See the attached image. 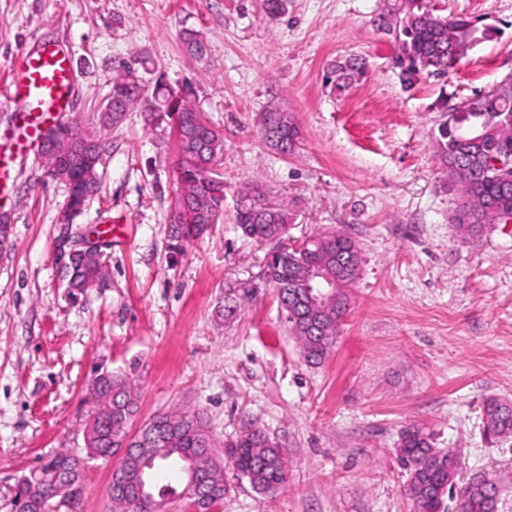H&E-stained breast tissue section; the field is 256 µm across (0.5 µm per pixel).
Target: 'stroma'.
Here are the masks:
<instances>
[{
  "label": "stroma",
  "mask_w": 512,
  "mask_h": 512,
  "mask_svg": "<svg viewBox=\"0 0 512 512\" xmlns=\"http://www.w3.org/2000/svg\"><path fill=\"white\" fill-rule=\"evenodd\" d=\"M443 16H480L501 28L443 78L405 89L392 37L376 19L383 0H0V87L19 53L51 40L76 69L70 117L101 145V187L73 228L105 245L103 279L69 302L53 260L68 190L37 146L10 154L19 108L0 94V150L11 177L0 215L12 250L0 259V512L18 477L57 449L84 446L96 410L98 367L132 381L137 423L167 411L203 413L217 441L257 426L286 448L287 482L262 496L225 467L213 512H413L395 448L415 425L459 454L464 476L489 474L512 512V439L482 432L483 402H512V224L463 240L448 218L456 195L433 158L445 107L512 78V0H431ZM199 32L207 52L182 43ZM358 55L366 75L344 93L331 64ZM143 85L189 89L224 133L216 170L224 221L174 250L165 234L177 198L170 121L140 109L106 127L100 107L122 66ZM301 131L284 155L262 138L267 106ZM258 180L295 221L293 241L336 230L361 252L336 346L305 361L267 277L271 241L243 236L236 194ZM256 289L245 314L224 300ZM112 461L83 476L80 512H112Z\"/></svg>",
  "instance_id": "obj_1"
}]
</instances>
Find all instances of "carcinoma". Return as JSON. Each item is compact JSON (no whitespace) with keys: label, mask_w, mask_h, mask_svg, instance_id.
<instances>
[{"label":"carcinoma","mask_w":512,"mask_h":512,"mask_svg":"<svg viewBox=\"0 0 512 512\" xmlns=\"http://www.w3.org/2000/svg\"><path fill=\"white\" fill-rule=\"evenodd\" d=\"M382 24L397 42L393 65L402 84L414 86L422 74L446 75L456 62L482 42L497 38V27L472 16L448 17L435 13L428 0H386ZM187 50L198 57L206 53V43L197 32L184 33ZM367 72L360 57L338 62L333 69V87L341 92L359 81ZM126 68L112 79L113 100L131 92ZM167 87L158 90L159 99L144 101L147 121L161 122L163 117L177 122L178 183L181 204L179 223L168 227L170 237L188 243L202 236L208 226L224 219V178L214 171L224 153V135L207 129L199 122L198 111L187 99L180 111L171 116L163 104ZM448 120L439 124L433 139L437 165L448 176L457 195L451 223L461 235L474 241L501 213L512 215V179L504 180L484 168L493 153H512V80L483 95L446 109ZM282 110L271 105L262 120L278 127L282 152L292 153L300 143V131L290 117L280 119ZM88 144L89 162L79 165L90 181L99 182L101 145L89 133H80ZM269 191L254 181L242 188L236 200L235 221L243 234L253 240L286 234L293 214L282 206L270 208ZM106 256L97 251L80 255L67 272L73 298L83 295L102 279ZM361 254L358 244L345 232L337 230L317 237V241L279 255L275 262V293L289 330L301 354L313 365L323 362L333 351L340 332L341 319L349 305L348 288L359 275ZM323 275L339 276L333 294L314 306L306 294L308 280ZM99 395L97 417L92 424L93 439L88 452H106L112 439L132 433L138 412V393L126 379L104 371L93 381ZM153 421L160 423L163 443L149 457L131 456L120 461L139 474L142 494L131 499H115L121 512H158L156 501L169 504L187 500L198 504L199 512L224 499L228 491L223 457L233 461L235 471L260 494L276 491L288 477V457L281 443L261 428L250 427L225 441V456L215 450L211 430L204 418L191 410L167 412ZM482 428L487 439L512 438V403L497 398L484 401ZM396 453L408 469L407 494L416 512H497L506 488L484 475L464 478L453 449L433 446L431 435L412 426L401 432ZM71 452L58 450L43 457L39 464L22 476L16 487L17 507L34 508L31 489L48 480ZM206 467L207 477L197 499L188 496L187 484L196 460Z\"/></svg>","instance_id":"obj_1"}]
</instances>
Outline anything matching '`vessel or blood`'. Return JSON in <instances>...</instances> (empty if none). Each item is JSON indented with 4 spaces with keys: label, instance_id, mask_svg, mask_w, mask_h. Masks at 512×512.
<instances>
[{
    "label": "vessel or blood",
    "instance_id": "b4317fda",
    "mask_svg": "<svg viewBox=\"0 0 512 512\" xmlns=\"http://www.w3.org/2000/svg\"><path fill=\"white\" fill-rule=\"evenodd\" d=\"M73 61L57 44L43 41L23 52L19 67L6 86L7 96L21 107L16 150L36 143L43 129L66 120L70 111Z\"/></svg>",
    "mask_w": 512,
    "mask_h": 512
}]
</instances>
